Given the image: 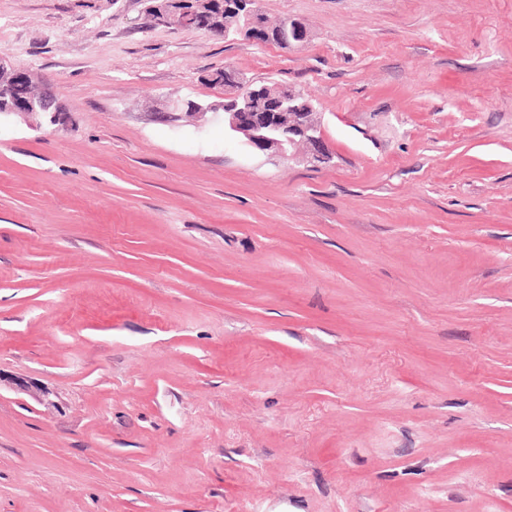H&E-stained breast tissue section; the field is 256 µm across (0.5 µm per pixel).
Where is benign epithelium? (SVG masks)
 Returning a JSON list of instances; mask_svg holds the SVG:
<instances>
[{
	"label": "benign epithelium",
	"instance_id": "obj_1",
	"mask_svg": "<svg viewBox=\"0 0 512 512\" xmlns=\"http://www.w3.org/2000/svg\"><path fill=\"white\" fill-rule=\"evenodd\" d=\"M181 2L189 3L191 0H151L148 9L162 25L199 29L200 16L197 10L176 7ZM240 9L251 15L249 25L234 30H213L210 35L224 39L240 37L249 42L259 41L262 24L258 0H224V11L235 12ZM283 28L289 46L307 38L302 25L294 19H285ZM211 80L228 88L224 102L207 106L193 102L191 108L202 113L223 110L224 130L228 135L240 137L251 148L283 160L297 159L293 148L297 142L302 141L310 147L307 161L314 163L326 159L322 129L314 116H305L289 125L281 122L288 110L295 108V101L301 97L299 91L277 83L246 82L228 65L214 72ZM0 81L5 82L8 88L6 95L0 98V115L44 112L56 117L64 112L59 87L44 82L40 89H34L35 76L28 69L7 61L3 52L0 53Z\"/></svg>",
	"mask_w": 512,
	"mask_h": 512
}]
</instances>
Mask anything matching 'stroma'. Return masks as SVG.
<instances>
[{
    "label": "stroma",
    "instance_id": "stroma-1",
    "mask_svg": "<svg viewBox=\"0 0 512 512\" xmlns=\"http://www.w3.org/2000/svg\"><path fill=\"white\" fill-rule=\"evenodd\" d=\"M0 0V512H512V0ZM232 66L327 163L226 135ZM152 3L148 9L155 15L156 21L162 25H171L184 29L200 30V16L193 4H183L182 7L190 9H180L173 7L174 4L181 2L192 3L191 0H148ZM160 2V3H158ZM243 8L246 13L251 15L252 21L249 25L245 27H238L234 30L225 29V30H213L206 31L205 33L210 34L212 36L222 37L224 39H235L236 37H240L243 40L249 42H259L261 32H262V24L260 22L261 15L259 12V1L256 0H224V10H221L219 4H213L211 7L207 9L209 14L207 15V24L211 27H224L225 24L236 25L245 23L246 17L240 16L238 18L234 17H226L224 12H235L240 11ZM2 80L8 91L0 98V116L15 112H44L56 117L66 112L62 107L59 87L42 82L39 91H36L35 76L28 69L7 61L5 53L1 51L0 81Z\"/></svg>",
    "mask_w": 512,
    "mask_h": 512
}]
</instances>
